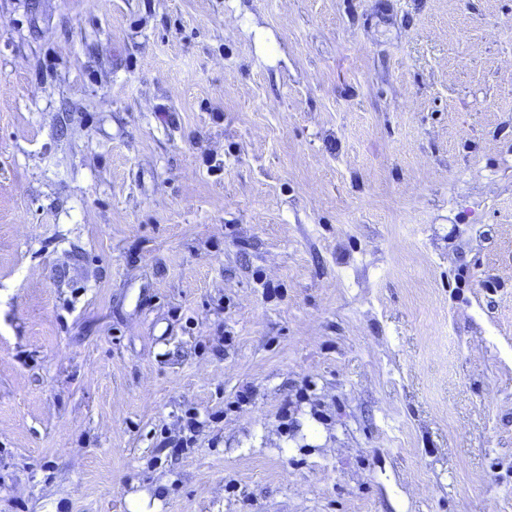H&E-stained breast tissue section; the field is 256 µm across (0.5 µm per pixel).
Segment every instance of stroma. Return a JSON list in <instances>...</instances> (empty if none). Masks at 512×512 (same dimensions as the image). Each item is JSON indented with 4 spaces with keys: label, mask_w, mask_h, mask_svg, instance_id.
Here are the masks:
<instances>
[{
    "label": "stroma",
    "mask_w": 512,
    "mask_h": 512,
    "mask_svg": "<svg viewBox=\"0 0 512 512\" xmlns=\"http://www.w3.org/2000/svg\"><path fill=\"white\" fill-rule=\"evenodd\" d=\"M142 490L512 512V0H0V512Z\"/></svg>",
    "instance_id": "35a3bbf8"
}]
</instances>
